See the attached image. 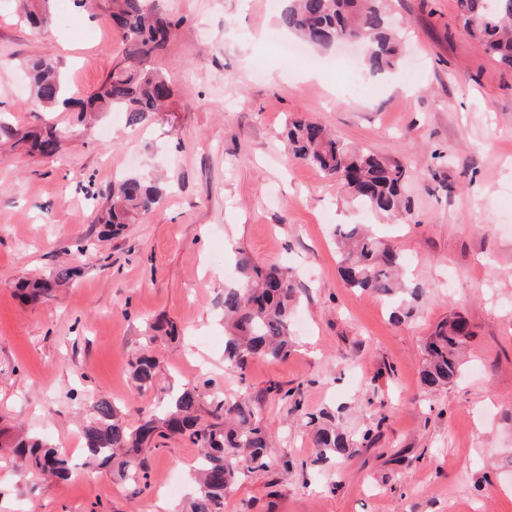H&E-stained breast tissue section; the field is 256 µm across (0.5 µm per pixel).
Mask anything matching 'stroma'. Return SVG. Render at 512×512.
<instances>
[{
  "mask_svg": "<svg viewBox=\"0 0 512 512\" xmlns=\"http://www.w3.org/2000/svg\"><path fill=\"white\" fill-rule=\"evenodd\" d=\"M183 23L156 60L173 90L164 111L128 126L122 113L79 119L36 112L28 60L52 54L87 96L118 62L121 34L104 0L69 6L70 28L31 27L0 0V423L65 454L106 398L138 425L206 365L202 411L248 389L274 434L265 470L224 495V512H512V72L463 33L456 0H386L406 57L351 91L361 58L281 55L270 0H159ZM305 116L407 171V212L387 219L344 201L334 178L288 159L283 129ZM56 126L55 153L21 134ZM145 172L156 207L117 234L99 223L120 175ZM366 224L423 285L412 318L348 288L334 230ZM289 269L300 287L288 358L224 361V288L239 257ZM75 274L51 297L23 301L22 278ZM475 334L453 386L423 383L421 346L449 314ZM176 335L156 333V319ZM158 383L129 366L143 348ZM295 399H281V391ZM334 411L372 440L316 466L305 416ZM198 450L186 437L144 452L148 479L96 469L62 481L20 476L0 455V512H178Z\"/></svg>",
  "mask_w": 512,
  "mask_h": 512,
  "instance_id": "obj_1",
  "label": "stroma"
}]
</instances>
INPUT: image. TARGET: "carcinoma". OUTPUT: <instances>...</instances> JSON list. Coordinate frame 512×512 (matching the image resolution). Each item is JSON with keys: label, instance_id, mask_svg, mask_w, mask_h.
Listing matches in <instances>:
<instances>
[{"label": "carcinoma", "instance_id": "carcinoma-1", "mask_svg": "<svg viewBox=\"0 0 512 512\" xmlns=\"http://www.w3.org/2000/svg\"><path fill=\"white\" fill-rule=\"evenodd\" d=\"M113 23L122 31L120 61L100 88L80 102L81 112H121L131 126L163 110L172 95L166 75L153 59L168 46L177 22L157 13L153 0H108ZM458 16L465 31L479 41L484 53L503 68L512 70V0H456ZM25 17L33 27L55 22V0H23ZM279 26L311 48L329 50L341 41L360 38L367 48L364 65L372 75L396 68L400 43L390 29L379 0H288L278 16ZM32 89L33 111L47 112L73 103L57 64L39 57L27 66ZM292 157L341 179L340 189L348 202L371 210L396 215L407 209L404 166L381 155L351 146L313 120L291 122L286 133ZM29 151L54 153L58 145L56 128L48 125L25 135ZM160 200L155 183L142 174H125L112 183V204L99 219L119 228L150 212ZM336 249L340 271L352 289L394 297L411 289L410 296L422 294L421 286L408 287L401 281L405 260L399 250L357 224L336 225ZM245 283L224 289V361L245 371L254 357L283 359L292 347L291 316L299 286L295 278L275 267L265 268L248 258L239 259ZM72 269L60 267L47 278L20 283L24 298H47L54 286L71 278ZM473 331L460 315L439 322L426 338L422 378L430 388L449 386L461 376L462 354ZM139 386L151 387L158 363L143 353L130 362ZM201 394L193 382L185 384L158 414L144 418L136 428L127 426L112 401L100 398L92 415L82 426L83 465L109 468L132 483L146 478L144 448L156 436L167 433L188 437L200 448L196 485L185 512H223L224 493L242 477L266 468L271 432L256 414L254 400L244 390L234 400L212 403L210 421L200 423ZM315 463L329 464L348 457L361 441L368 442L371 430L355 437L342 431L329 411L308 416ZM12 454L24 475L40 474L70 479L77 469L73 458L46 441L25 434L0 430V450Z\"/></svg>", "mask_w": 512, "mask_h": 512}]
</instances>
